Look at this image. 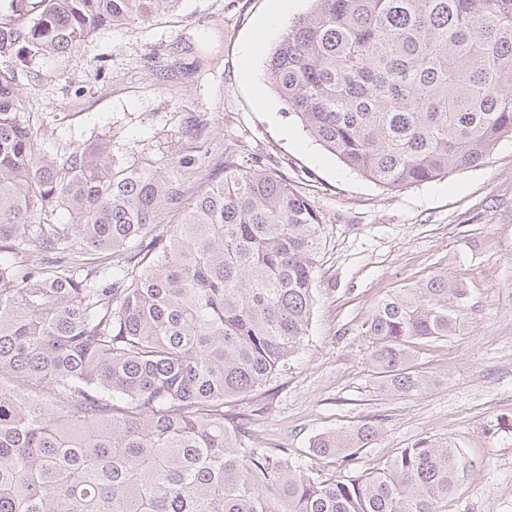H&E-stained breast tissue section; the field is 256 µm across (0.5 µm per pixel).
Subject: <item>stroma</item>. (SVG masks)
Masks as SVG:
<instances>
[{
	"label": "stroma",
	"mask_w": 512,
	"mask_h": 512,
	"mask_svg": "<svg viewBox=\"0 0 512 512\" xmlns=\"http://www.w3.org/2000/svg\"><path fill=\"white\" fill-rule=\"evenodd\" d=\"M270 0H184L176 14L99 30L85 47L29 62L16 51L34 125L53 128V145L112 142L116 158L164 167L205 155L210 167L232 152L262 164L304 193L320 219V288L308 341L271 393L229 404L252 411V432L291 449L319 479L338 476L315 457L320 432L363 420L377 438L355 450L350 468L367 474L424 436L450 439L473 466L448 499V512H512V139L478 166L403 189L350 171L288 114L266 76L285 20L265 33L242 65L241 48ZM201 132L183 136L190 123ZM437 274L467 291L456 336L412 347L433 380L417 395L376 381L366 325L375 304Z\"/></svg>",
	"instance_id": "obj_1"
}]
</instances>
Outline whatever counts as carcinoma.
Segmentation results:
<instances>
[{
	"mask_svg": "<svg viewBox=\"0 0 512 512\" xmlns=\"http://www.w3.org/2000/svg\"><path fill=\"white\" fill-rule=\"evenodd\" d=\"M181 2L8 0L0 63L19 47L68 53ZM267 71L350 170L430 182L512 139V0H312ZM45 137L0 71V512H444L468 475L451 440L329 481L224 413L309 336L321 239L305 195L229 153L187 198L193 158L156 168L115 160L104 140L49 152ZM167 210L181 221L160 228ZM106 253L110 267L83 262ZM465 296L437 274L376 304L365 336L383 386H430L410 344L453 336ZM378 434L326 431L313 454L348 468Z\"/></svg>",
	"mask_w": 512,
	"mask_h": 512,
	"instance_id": "cac0c4a2",
	"label": "carcinoma"
}]
</instances>
